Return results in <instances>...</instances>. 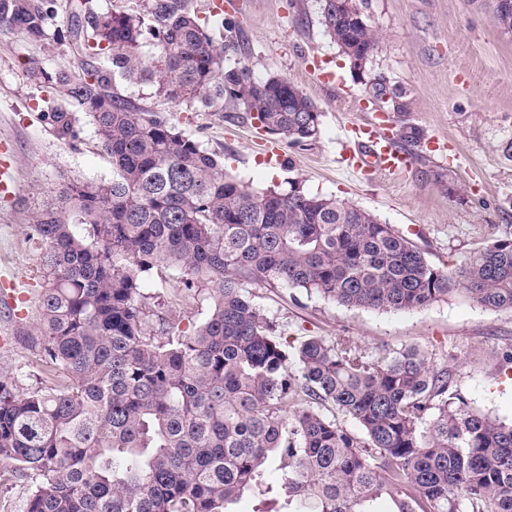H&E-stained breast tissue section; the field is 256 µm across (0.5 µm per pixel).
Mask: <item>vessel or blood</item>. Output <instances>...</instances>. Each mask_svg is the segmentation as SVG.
<instances>
[{"instance_id": "b4317fda", "label": "vessel or blood", "mask_w": 512, "mask_h": 512, "mask_svg": "<svg viewBox=\"0 0 512 512\" xmlns=\"http://www.w3.org/2000/svg\"><path fill=\"white\" fill-rule=\"evenodd\" d=\"M349 143L340 158L343 169L355 176L382 173L398 176L412 163L410 153L399 148L390 125L385 119L347 126Z\"/></svg>"}]
</instances>
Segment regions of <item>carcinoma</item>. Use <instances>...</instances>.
Listing matches in <instances>:
<instances>
[{
	"label": "carcinoma",
	"instance_id": "obj_1",
	"mask_svg": "<svg viewBox=\"0 0 512 512\" xmlns=\"http://www.w3.org/2000/svg\"><path fill=\"white\" fill-rule=\"evenodd\" d=\"M340 48L376 56L364 0H319ZM512 34V0H482ZM0 0V29L57 40L76 63L31 78L66 88L46 101L57 137L89 116L108 180H65L30 216L43 280L32 323L45 375L24 389L0 376V466L28 487L24 512H512V422L481 413L446 366L416 349L365 356L347 336L276 335L256 282L351 308L423 309L462 293L512 311V239H492L451 269L432 265L389 224L294 184L252 191L223 158L125 94L242 109L303 145L320 112L287 78L224 68L198 0H128L96 11L72 0ZM212 300L186 334L144 284L163 267ZM337 414L361 434L341 427ZM278 483L265 481L269 469Z\"/></svg>",
	"mask_w": 512,
	"mask_h": 512
}]
</instances>
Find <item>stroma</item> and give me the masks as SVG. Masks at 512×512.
<instances>
[{
    "label": "stroma",
    "instance_id": "stroma-1",
    "mask_svg": "<svg viewBox=\"0 0 512 512\" xmlns=\"http://www.w3.org/2000/svg\"><path fill=\"white\" fill-rule=\"evenodd\" d=\"M380 47L369 76H382L403 91L406 113L391 112V125L409 124L422 134L406 144L414 163L400 178L374 175L359 181L340 170L336 157L343 129L369 117L375 104L368 78L354 74L339 47L319 23L317 0H228L224 16L240 29L239 47L226 63L248 65L254 78L287 77L318 107L320 132L304 145L258 131L243 111L219 112L154 96L151 88L127 87L155 112L202 148L221 154L227 172L252 190H288L299 183L312 194L347 200L410 238L433 265L448 269L463 262L490 238L512 239V162L499 151L512 138V35L504 34L478 0H366ZM224 16L209 17L216 44L224 42ZM42 60L48 69L72 62L67 46L33 43L0 32V138L12 141L18 171L15 197L0 193V260L16 281L38 279V246L27 225L33 210L50 204L65 179L112 176L94 125L80 116L75 142L58 139L43 116L48 90L32 80L26 64ZM334 74L332 85L319 74ZM278 146L282 165L264 162L252 137ZM438 141L445 160L430 158ZM178 270H163L145 288L163 314L192 332L205 321L206 294L180 286ZM252 298L277 324L282 336L352 338L368 356L383 358L404 347L423 351L447 366L453 386L490 416L512 421V383L503 372V352L512 350V312L490 310L463 294H452L420 310L381 312L347 308L300 290L257 282ZM12 332L0 345V373L35 382L40 366L28 347L30 321L15 323L0 308V329Z\"/></svg>",
    "mask_w": 512,
    "mask_h": 512
}]
</instances>
